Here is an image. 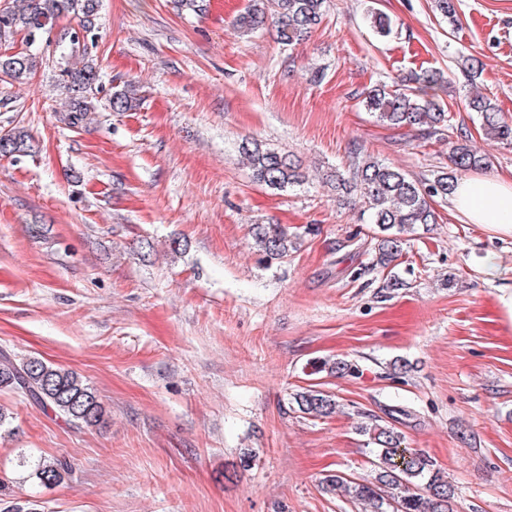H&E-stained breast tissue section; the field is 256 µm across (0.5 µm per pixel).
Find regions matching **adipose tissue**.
Listing matches in <instances>:
<instances>
[{
  "label": "adipose tissue",
  "mask_w": 512,
  "mask_h": 512,
  "mask_svg": "<svg viewBox=\"0 0 512 512\" xmlns=\"http://www.w3.org/2000/svg\"><path fill=\"white\" fill-rule=\"evenodd\" d=\"M451 198L470 223L512 236V178L465 177L456 181Z\"/></svg>",
  "instance_id": "adipose-tissue-1"
}]
</instances>
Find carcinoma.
Here are the masks:
<instances>
[{"instance_id": "carcinoma-1", "label": "carcinoma", "mask_w": 512, "mask_h": 512, "mask_svg": "<svg viewBox=\"0 0 512 512\" xmlns=\"http://www.w3.org/2000/svg\"><path fill=\"white\" fill-rule=\"evenodd\" d=\"M325 3L326 0H253L248 11L236 19V26L248 34L269 23L275 27L279 43L291 47L322 22ZM99 7L100 0H12V5L0 9V39L20 32L29 46L50 35L59 18L69 17L71 27L55 42L53 58L60 88L66 94L63 120L71 127L84 123L96 110L99 68L94 49ZM367 21L381 37H388L393 31L390 19L380 13L368 12ZM38 62L35 53L0 54V76L20 83L32 74ZM445 83L442 71L424 69L405 78L403 88L375 86L363 103L386 126L419 128L430 135L437 134L450 128L439 95ZM138 101V89L129 83L112 93L108 106L114 112H126L134 109ZM468 106L479 115L486 138L512 141V123L500 116L489 99L474 95ZM467 141V132H457V144L449 153L450 163L459 171L485 165L484 158ZM32 148L29 135L23 131L10 130L0 136L1 157L24 154ZM238 152L254 181L269 189L284 191L306 181L300 164L285 152L256 140L241 142ZM354 159L348 174L328 171L323 174V183L347 194H359L362 220L376 227V264L388 267L401 256L402 235L418 226L437 223L432 200L448 197L454 180L446 174L428 182L416 180L363 153L360 147L355 149ZM254 240L271 260L288 257L295 246L288 230L273 223L256 225ZM313 368L317 373L328 371L340 376L356 372L354 364L342 360L319 361ZM4 389L75 427L107 424L108 413L86 378L38 357L19 359L1 348L0 390ZM293 399L302 413L313 417L336 413V399L314 386L294 394ZM360 432L374 445L372 480L331 474L322 479L323 489L341 490L348 501L363 506L365 512H454L455 488L448 477L435 467L426 452L405 447L404 436L395 425L375 422L360 426ZM72 472L71 464L57 457L40 459L33 465V475L44 487L62 483Z\"/></svg>"}]
</instances>
